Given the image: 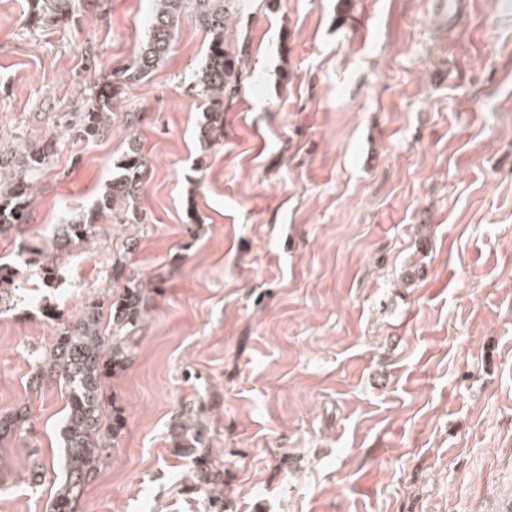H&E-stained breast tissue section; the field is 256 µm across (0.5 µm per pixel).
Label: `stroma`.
Segmentation results:
<instances>
[{"instance_id":"obj_1","label":"stroma","mask_w":512,"mask_h":512,"mask_svg":"<svg viewBox=\"0 0 512 512\" xmlns=\"http://www.w3.org/2000/svg\"><path fill=\"white\" fill-rule=\"evenodd\" d=\"M0 0V179L56 141L21 239L0 235V512H46L65 394L32 351L119 291L112 258L156 284L136 354L107 382L119 447L77 512H206L172 428L191 419L230 512H503L512 503V9L500 0H254L249 79L199 139L207 46L185 11L165 63L114 99L94 145L62 128L113 82L152 0H80L57 24ZM140 113L143 220L99 235L44 286L19 258L92 209ZM124 252V251H123ZM412 283H405V275ZM37 481H30L32 470ZM30 415L26 407L0 414V441L10 435L22 434L27 429Z\"/></svg>"}]
</instances>
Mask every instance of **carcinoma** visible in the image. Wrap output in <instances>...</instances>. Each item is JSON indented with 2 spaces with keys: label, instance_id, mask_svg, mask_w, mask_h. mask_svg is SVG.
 Listing matches in <instances>:
<instances>
[{
  "label": "carcinoma",
  "instance_id": "carcinoma-1",
  "mask_svg": "<svg viewBox=\"0 0 512 512\" xmlns=\"http://www.w3.org/2000/svg\"><path fill=\"white\" fill-rule=\"evenodd\" d=\"M73 0H34L35 22L54 23L71 13ZM148 21V36L142 41L130 63L119 69V84L90 88L83 111L66 119L65 132L87 145L112 133V98L120 88L145 80L170 51L179 18L186 6L193 8L198 25L207 38V52L195 75V88L206 98L205 124L200 127L201 143L211 144L224 133V101L240 92L243 65L248 44L236 37L239 17L246 0H153ZM142 120L137 112L126 113L125 127L130 130L127 147L112 163L107 189L97 201L96 210L76 209L58 225L53 251L21 247L28 255L25 262L38 266L47 284L58 276L57 258L75 245L89 242L97 235L96 212L112 210L115 203L127 204L124 223L135 224L139 210L136 201L149 172L133 130ZM54 143L29 144L15 164L12 181L0 185V234L27 223V207L32 180L53 161ZM14 271L0 264V305H10ZM152 290L134 274H129L120 293L110 301L111 335L101 326L99 306L87 304L74 319L61 328L50 347L32 354L30 381L33 386L54 381L63 386L67 405L60 426L63 445V475L48 502L47 512H76V505L96 478L100 467L117 447L126 421L122 410L109 404L107 379L124 371L132 360L141 336L139 332L149 310ZM30 415L27 408L0 414V441L26 431ZM171 440L177 454L191 458L194 487L208 491L212 512H227L224 495L217 493L212 480L217 471L210 449L201 447L196 424L181 421L173 429Z\"/></svg>",
  "mask_w": 512,
  "mask_h": 512
}]
</instances>
